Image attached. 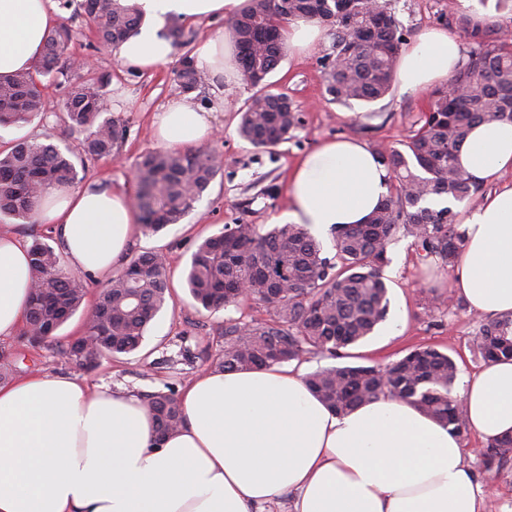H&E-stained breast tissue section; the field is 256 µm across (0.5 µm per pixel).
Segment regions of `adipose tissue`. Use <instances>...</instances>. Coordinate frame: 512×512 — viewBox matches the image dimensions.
<instances>
[{"label":"adipose tissue","mask_w":512,"mask_h":512,"mask_svg":"<svg viewBox=\"0 0 512 512\" xmlns=\"http://www.w3.org/2000/svg\"><path fill=\"white\" fill-rule=\"evenodd\" d=\"M146 16L196 22L232 15L245 0H138ZM56 16L47 0H0V80L39 60ZM154 27L119 47L126 66L153 69L173 53ZM199 70L235 76L223 35L195 50ZM461 64L458 39L427 30L402 53L397 80L413 92L446 82ZM173 151L210 138L211 116L193 96L155 117ZM476 181L512 169V126L475 124L458 153ZM389 175L357 139L321 142L288 181L284 224L312 235L360 224L388 194ZM466 241L450 288L471 309L512 314V186L461 213ZM35 223L58 238L69 270L107 277L123 260L136 218L126 194L97 183L47 187ZM27 238L0 226V339L25 323L31 296ZM459 397L470 430L490 443L512 435V361L485 365ZM180 431L158 439L146 406L66 377L0 382V512H265L295 493L294 512H484L463 438L413 407L382 398L350 413L325 406L300 373L199 376L181 397Z\"/></svg>","instance_id":"adipose-tissue-1"}]
</instances>
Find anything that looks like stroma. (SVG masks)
Wrapping results in <instances>:
<instances>
[{
  "label": "stroma",
  "mask_w": 512,
  "mask_h": 512,
  "mask_svg": "<svg viewBox=\"0 0 512 512\" xmlns=\"http://www.w3.org/2000/svg\"><path fill=\"white\" fill-rule=\"evenodd\" d=\"M392 10L410 36L436 28L458 37L459 32L446 18L448 0H391ZM461 12L474 21L492 24L504 35L512 37V0H457ZM74 37L68 45L69 56H94L92 77L106 80L105 92L111 112L127 127L126 139L118 154L89 161L81 173L82 184L94 182L112 185L127 195L136 187L131 170L142 154L158 150L152 117L181 90L176 72L185 53L193 52L203 39L225 29V19L184 23L188 42L175 48L173 54L155 70L138 73L125 68L116 49L99 43L85 16L69 18ZM330 42H323L305 55L284 52L270 80L278 91L287 94L298 105L303 126L294 137L272 151L256 149L242 141L236 128L239 110L253 90L236 78L218 85L209 83L196 91L195 99L210 107L216 93L224 95V109L217 112L214 126L222 132L202 142L205 150L220 153L224 159L221 173L203 197L178 224L155 234L136 233L130 254L160 251L167 258L171 296L166 306L149 325L141 347L129 354L106 356L96 367L85 369L58 351L61 344L83 336L91 303L79 311L57 332L53 343L29 344L24 336L0 340V366L9 377L20 380L33 373L61 375L85 383L121 390L136 397L168 390L182 393L199 375L214 372L224 349V318L243 320L262 318L254 304L246 302L237 308L205 311L197 308L184 286V272L197 244L204 237L219 233L224 225L245 223L273 226L287 206L288 180L300 158L322 140L342 136L364 141L371 149L398 146L424 109L428 93L401 92L392 85L389 93L374 102L340 104L329 101L325 91L321 58L329 53ZM63 91L56 82L46 84L44 111L33 118L26 138L43 139L53 135L72 150H79V135L67 134L61 120ZM362 113L359 123H352L351 113ZM389 262L383 274L390 285V308L387 319L366 341L350 348L352 363L383 367L418 346L434 345L451 355L459 376L478 371L482 360L472 351V340L486 314L469 309L462 298H455L452 309L431 311L424 294L434 291L448 294L449 275L433 262L420 261L407 236H399L388 249ZM466 460L476 483L488 491L487 512H512V461L499 471L486 470L483 443L475 434L465 439Z\"/></svg>",
  "instance_id": "obj_1"
}]
</instances>
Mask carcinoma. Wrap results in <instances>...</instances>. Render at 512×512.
<instances>
[{"label": "carcinoma", "mask_w": 512, "mask_h": 512, "mask_svg": "<svg viewBox=\"0 0 512 512\" xmlns=\"http://www.w3.org/2000/svg\"><path fill=\"white\" fill-rule=\"evenodd\" d=\"M59 8L85 15L101 41L118 47L142 25L131 0H59ZM306 18L331 27V53L322 58L330 100L370 103L391 89L407 31L390 0H248L227 22L238 48L243 80L254 92L241 110L238 135L251 146L270 149L290 140L302 127L301 112L267 82L282 60L281 30ZM448 20L467 40V60L446 86L430 95L426 107L402 141L403 149L376 150L390 173L389 193L365 223L334 233V255L297 224L265 231L257 224H226L203 239L186 269V284L196 305L206 311L239 307L249 300L267 318L246 324L224 320V353L219 371L259 370L308 355L343 357L364 341L389 313V287L382 268L398 234L413 238L422 261L454 271L464 247L460 213L433 208L432 198L475 201L483 186L459 166L457 152L471 127L499 120L512 125V39L489 25L475 24L448 2ZM159 37L185 44L182 26L171 24ZM71 29H51L35 68L0 81V126L29 121L43 112V81L51 76L64 89L65 125L85 134L83 153L110 157L122 147L126 125L107 115L101 78L76 81L81 69L65 57ZM205 75L191 65L181 72L180 89L197 90ZM78 157L51 142L21 140L0 151V218L32 223L36 200L49 185L78 182ZM223 168L215 151H151L133 165L134 206L145 233L178 224ZM34 277L25 331L32 344L56 340V332L83 305L86 281L64 269L52 247L31 245ZM170 297L168 264L154 251L131 257L99 290L86 335L96 345L77 355L72 344L60 353L76 364L94 367L104 356L128 354L144 341L148 326ZM475 357L485 363L512 359V316L482 324L473 339ZM456 362L433 346L414 348L384 368L364 365L321 367L305 376L310 390L330 409L348 413L381 397L409 404L461 437L468 421L452 395ZM157 433L166 436L183 424L179 399L158 392L144 398ZM512 454V436L488 445L485 467L501 469Z\"/></svg>", "instance_id": "1"}]
</instances>
